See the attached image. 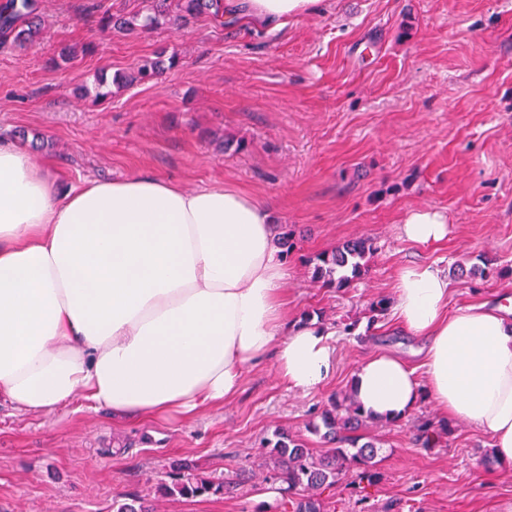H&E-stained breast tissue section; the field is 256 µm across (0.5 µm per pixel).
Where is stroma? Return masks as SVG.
<instances>
[{"label":"stroma","instance_id":"obj_1","mask_svg":"<svg viewBox=\"0 0 512 512\" xmlns=\"http://www.w3.org/2000/svg\"><path fill=\"white\" fill-rule=\"evenodd\" d=\"M151 8L37 0L40 39L20 48L0 38V140L51 161L67 188L149 174L260 198L293 232L288 317L335 330L336 369L304 395L260 364L234 399L186 421L119 424L81 398L45 412L1 404L0 512H112L132 495L155 512H292L261 465L264 441L281 430L320 451L309 422L372 353L398 352L424 376L421 340L391 315L369 321L373 302L392 301L402 264L443 270L452 310L512 297V0H318L270 24L233 0L222 23L99 29L105 10ZM143 57L161 61L156 79L112 82L96 102L99 76L127 74ZM418 209L446 217L447 241L400 238ZM355 237L375 248L367 273L346 288L317 287V255ZM459 264L491 272L461 278ZM426 419L450 428L432 448L411 430ZM367 431L379 440L378 479L325 490L335 512H512V464L486 465L490 436L442 419L430 399ZM182 464L187 477L215 482L241 465L252 474L224 495L160 496Z\"/></svg>","mask_w":512,"mask_h":512}]
</instances>
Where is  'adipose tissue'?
Wrapping results in <instances>:
<instances>
[{"mask_svg": "<svg viewBox=\"0 0 512 512\" xmlns=\"http://www.w3.org/2000/svg\"><path fill=\"white\" fill-rule=\"evenodd\" d=\"M399 231L422 246L451 228L421 209ZM275 236L265 205L235 185L138 176L65 189L49 165L0 144V402L38 412L81 397L120 419L191 417L268 360L289 390L321 389L334 333L288 322ZM449 298L439 269L399 270L392 316L425 338L426 379L378 352L354 374L356 399L393 422L429 394L512 463V306L452 310Z\"/></svg>", "mask_w": 512, "mask_h": 512, "instance_id": "adipose-tissue-1", "label": "adipose tissue"}]
</instances>
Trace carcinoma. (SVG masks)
Returning <instances> with one entry per match:
<instances>
[{"mask_svg":"<svg viewBox=\"0 0 512 512\" xmlns=\"http://www.w3.org/2000/svg\"><path fill=\"white\" fill-rule=\"evenodd\" d=\"M200 14H207L216 20L224 19V0H156L153 13L141 19L126 18L106 12L99 18L102 30L120 29L132 31L137 28H152L159 18L173 17V21H184ZM0 32L10 37L19 47L32 43L39 35L33 0H8L0 10ZM158 74L154 60L144 58L124 78L130 83L145 82ZM374 253L371 242L365 238H353L330 253L317 256L313 270V279L323 287L345 288L361 278L368 271V263ZM322 425L313 424L310 431L322 439L326 449L316 456L300 438L284 431L275 433L276 441H268V467L270 477L287 485L288 493L294 495L291 500L293 512H326L321 498L322 490L336 485L343 478L356 475V479H373L377 457L376 442L372 439L361 442L356 434L360 428L371 421L365 415L353 397L347 391L330 399L329 407L321 413ZM418 440L427 445L437 437L448 433V429L436 427L431 422L416 426ZM159 491L166 497L200 496L207 493H221L224 484L207 478L174 479L163 484ZM112 512H154V508L140 498L131 496L124 502L112 503Z\"/></svg>","mask_w":512,"mask_h":512,"instance_id":"1","label":"carcinoma"}]
</instances>
